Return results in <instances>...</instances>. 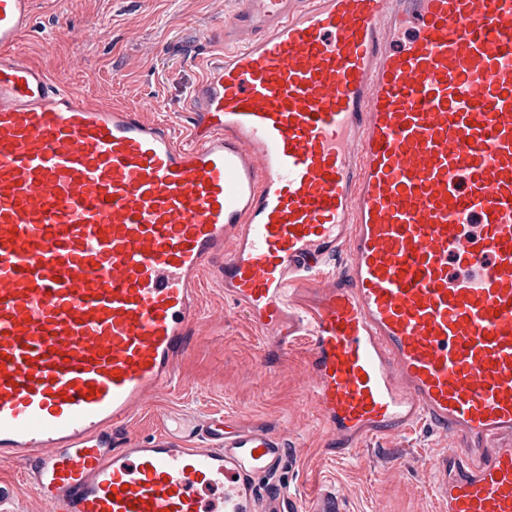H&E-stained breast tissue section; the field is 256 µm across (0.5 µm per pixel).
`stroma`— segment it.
<instances>
[{
	"mask_svg": "<svg viewBox=\"0 0 512 512\" xmlns=\"http://www.w3.org/2000/svg\"><path fill=\"white\" fill-rule=\"evenodd\" d=\"M236 9V0H42L20 48L101 103L136 107L145 118L179 127L189 119L193 61L208 51V37L223 36ZM200 300L178 384L136 410L125 436L149 439L168 415L263 424L287 444L268 479L288 492L287 512H320L331 497L340 512H437L429 463L448 437L417 428L332 458L320 433L306 344L270 358L248 315L225 298L214 268L202 273Z\"/></svg>",
	"mask_w": 512,
	"mask_h": 512,
	"instance_id": "obj_1",
	"label": "stroma"
}]
</instances>
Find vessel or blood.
<instances>
[{
  "instance_id": "obj_1",
  "label": "vessel or blood",
  "mask_w": 512,
  "mask_h": 512,
  "mask_svg": "<svg viewBox=\"0 0 512 512\" xmlns=\"http://www.w3.org/2000/svg\"><path fill=\"white\" fill-rule=\"evenodd\" d=\"M36 3L0 0V463L46 512H258L281 434L122 436L212 263L308 342L330 455L424 425L440 512H512V0H239L181 131L19 51Z\"/></svg>"
}]
</instances>
